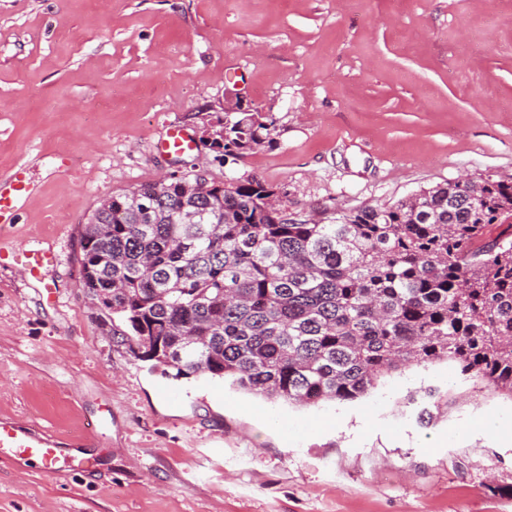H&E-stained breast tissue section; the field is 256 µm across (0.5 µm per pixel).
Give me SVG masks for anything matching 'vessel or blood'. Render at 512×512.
<instances>
[{"instance_id": "1", "label": "vessel or blood", "mask_w": 512, "mask_h": 512, "mask_svg": "<svg viewBox=\"0 0 512 512\" xmlns=\"http://www.w3.org/2000/svg\"><path fill=\"white\" fill-rule=\"evenodd\" d=\"M158 146L171 155L193 153L197 144L191 134L179 127L169 128ZM30 183L25 167H18L11 175L7 186H0V224L13 223L20 203L28 197ZM15 258L27 274L36 282H44L60 262L54 246L38 245L16 253ZM0 458H6L19 466L44 473H55L65 458L58 437L31 425L0 420Z\"/></svg>"}]
</instances>
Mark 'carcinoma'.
Returning a JSON list of instances; mask_svg holds the SVG:
<instances>
[{"mask_svg": "<svg viewBox=\"0 0 512 512\" xmlns=\"http://www.w3.org/2000/svg\"><path fill=\"white\" fill-rule=\"evenodd\" d=\"M265 120L238 112L206 146L237 158L273 141ZM194 180L188 197L179 178L113 195L80 226V288L134 358L299 405L448 361L512 399V181H446L324 223L271 207L256 175Z\"/></svg>", "mask_w": 512, "mask_h": 512, "instance_id": "cac0c4a2", "label": "carcinoma"}]
</instances>
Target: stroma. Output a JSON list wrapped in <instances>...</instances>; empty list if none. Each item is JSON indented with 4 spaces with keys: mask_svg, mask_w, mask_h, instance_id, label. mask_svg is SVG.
Segmentation results:
<instances>
[{
    "mask_svg": "<svg viewBox=\"0 0 512 512\" xmlns=\"http://www.w3.org/2000/svg\"><path fill=\"white\" fill-rule=\"evenodd\" d=\"M229 95L273 143L157 149ZM21 165L31 192L0 243L52 241L61 262L43 284L0 263V418L87 465L0 461V512H512V401L451 363L311 407L173 379L113 345L77 265L103 199L173 172L254 174L314 215L512 180V0H0V182Z\"/></svg>",
    "mask_w": 512,
    "mask_h": 512,
    "instance_id": "35a3bbf8",
    "label": "stroma"
}]
</instances>
